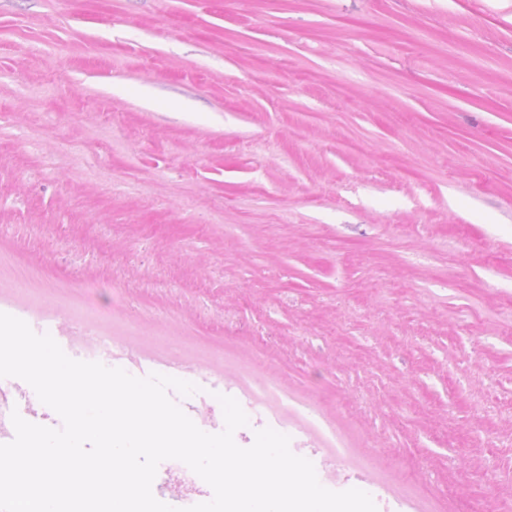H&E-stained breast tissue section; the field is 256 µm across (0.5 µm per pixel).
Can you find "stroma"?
Segmentation results:
<instances>
[{"label":"stroma","mask_w":512,"mask_h":512,"mask_svg":"<svg viewBox=\"0 0 512 512\" xmlns=\"http://www.w3.org/2000/svg\"><path fill=\"white\" fill-rule=\"evenodd\" d=\"M89 280L102 343L222 376L325 488L495 512L512 0H0V312L58 336Z\"/></svg>","instance_id":"stroma-1"}]
</instances>
